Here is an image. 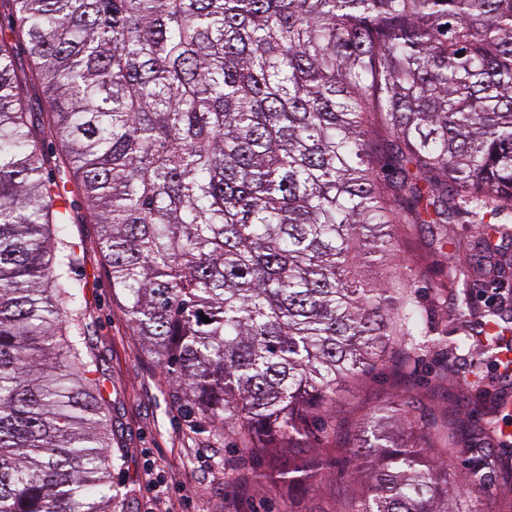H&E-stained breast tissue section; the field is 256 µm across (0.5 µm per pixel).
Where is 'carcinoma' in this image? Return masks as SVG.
<instances>
[{
  "instance_id": "1",
  "label": "carcinoma",
  "mask_w": 512,
  "mask_h": 512,
  "mask_svg": "<svg viewBox=\"0 0 512 512\" xmlns=\"http://www.w3.org/2000/svg\"><path fill=\"white\" fill-rule=\"evenodd\" d=\"M0 512H114L112 437L85 359L81 187L112 294L186 407L288 500L320 472L308 420L342 385L420 351H494L512 317L424 315L418 270L375 288L353 259L409 224L512 227V0H0ZM25 50L28 62L19 59ZM53 116L63 162L34 112ZM448 275L493 288L499 245ZM208 317L205 323L202 317ZM455 416L410 391L335 449L340 512H491L460 477Z\"/></svg>"
}]
</instances>
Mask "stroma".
<instances>
[{
	"label": "stroma",
	"mask_w": 512,
	"mask_h": 512,
	"mask_svg": "<svg viewBox=\"0 0 512 512\" xmlns=\"http://www.w3.org/2000/svg\"><path fill=\"white\" fill-rule=\"evenodd\" d=\"M68 199L75 219L64 233L83 256L77 273L88 283L84 304L87 356L99 367L114 433L111 452L118 460L112 471L118 493L115 512H159L155 492L143 482L144 472L151 468L167 482L181 512H284L288 498L267 465L257 468L259 484L247 491L240 489L230 469L236 457L232 441L217 436L211 424L187 412L176 383L161 374L154 357L135 336L122 301L112 295L99 246L100 228L91 223L78 189H71ZM477 232L476 221L468 214L449 225L445 251L432 246L425 225L415 226L402 237L396 260L421 262L425 277L419 284V301L435 316L443 315L448 300L447 295L434 291L435 284L445 278L444 255L453 252L462 261L474 260L475 250L459 251L455 244ZM441 362L434 350L413 358L402 373L386 364L376 366L331 413L316 420V427L335 428L344 438L354 434L363 416L392 397L405 380L410 381L424 413L438 416L454 410L471 429L480 424L475 402L512 403V379L504 378L502 368L462 353L457 360L460 379L454 386L437 378ZM323 463L322 482L299 503L300 512H335L337 500L354 486L342 456L325 455Z\"/></svg>",
	"instance_id": "obj_1"
}]
</instances>
